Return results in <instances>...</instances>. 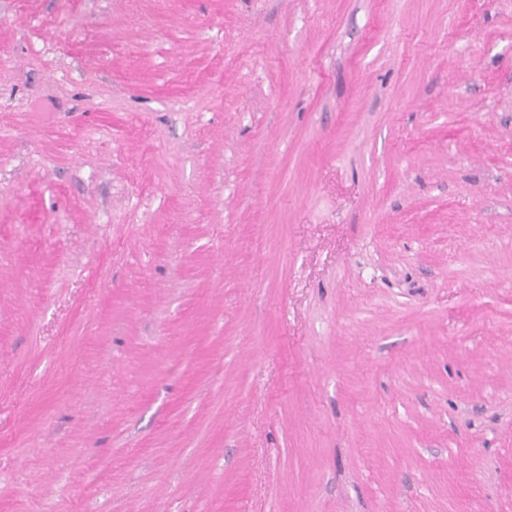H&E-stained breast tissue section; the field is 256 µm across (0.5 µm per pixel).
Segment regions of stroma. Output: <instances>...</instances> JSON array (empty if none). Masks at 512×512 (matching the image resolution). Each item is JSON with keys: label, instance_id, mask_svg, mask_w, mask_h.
Here are the masks:
<instances>
[{"label": "stroma", "instance_id": "1", "mask_svg": "<svg viewBox=\"0 0 512 512\" xmlns=\"http://www.w3.org/2000/svg\"><path fill=\"white\" fill-rule=\"evenodd\" d=\"M0 512H512V0H0Z\"/></svg>", "mask_w": 512, "mask_h": 512}]
</instances>
